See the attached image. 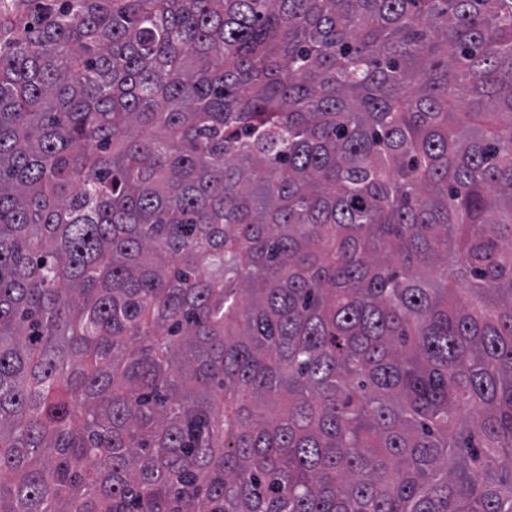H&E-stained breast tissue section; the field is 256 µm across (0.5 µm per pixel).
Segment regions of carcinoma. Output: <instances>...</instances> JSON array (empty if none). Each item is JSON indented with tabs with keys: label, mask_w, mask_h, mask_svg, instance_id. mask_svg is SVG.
<instances>
[{
	"label": "carcinoma",
	"mask_w": 512,
	"mask_h": 512,
	"mask_svg": "<svg viewBox=\"0 0 512 512\" xmlns=\"http://www.w3.org/2000/svg\"><path fill=\"white\" fill-rule=\"evenodd\" d=\"M0 512H512V0H0Z\"/></svg>",
	"instance_id": "cac0c4a2"
}]
</instances>
